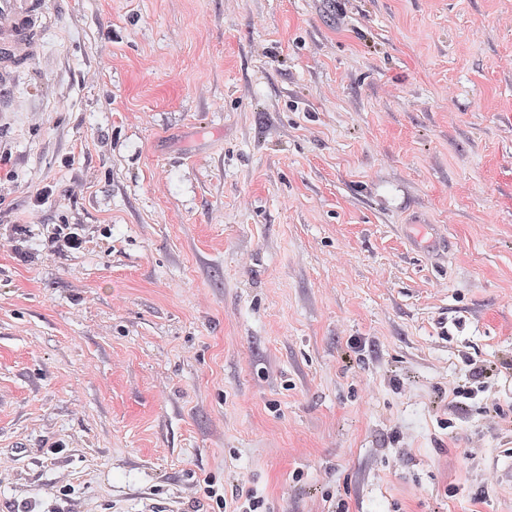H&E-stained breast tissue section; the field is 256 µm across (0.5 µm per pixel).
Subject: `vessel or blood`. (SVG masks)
<instances>
[{
    "mask_svg": "<svg viewBox=\"0 0 512 512\" xmlns=\"http://www.w3.org/2000/svg\"><path fill=\"white\" fill-rule=\"evenodd\" d=\"M45 13V0H0V112L20 108L10 89L17 74L41 55Z\"/></svg>",
    "mask_w": 512,
    "mask_h": 512,
    "instance_id": "1",
    "label": "vessel or blood"
}]
</instances>
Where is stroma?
I'll return each instance as SVG.
<instances>
[{
    "label": "stroma",
    "mask_w": 512,
    "mask_h": 512,
    "mask_svg": "<svg viewBox=\"0 0 512 512\" xmlns=\"http://www.w3.org/2000/svg\"><path fill=\"white\" fill-rule=\"evenodd\" d=\"M14 93L0 512H512V0H47ZM48 236V246L54 253L77 251L86 242L82 230L75 224H54ZM213 484L208 481L206 493L209 498L215 497L216 506L219 509H224L225 512H270L268 508L263 509L265 506V499L261 497H257L253 494H248L245 500L241 503L240 498H236L235 500H232L236 507L234 510H226L227 509V500L226 497L223 495L217 494V491L212 487Z\"/></svg>",
    "instance_id": "35a3bbf8"
}]
</instances>
